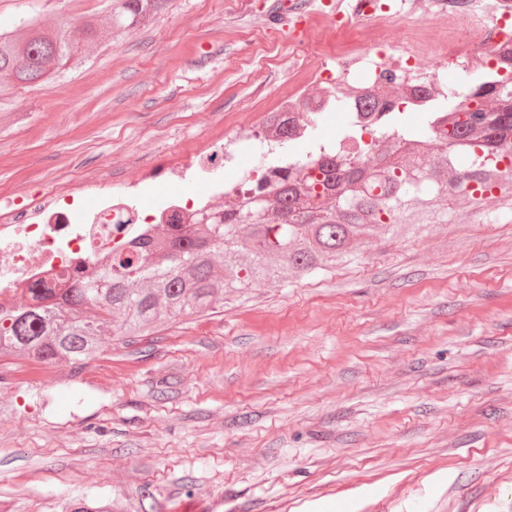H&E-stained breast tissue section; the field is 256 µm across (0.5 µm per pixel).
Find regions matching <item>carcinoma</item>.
<instances>
[{"instance_id": "cac0c4a2", "label": "carcinoma", "mask_w": 512, "mask_h": 512, "mask_svg": "<svg viewBox=\"0 0 512 512\" xmlns=\"http://www.w3.org/2000/svg\"><path fill=\"white\" fill-rule=\"evenodd\" d=\"M168 0H112V24L130 29L157 16ZM95 36L91 21L63 19L41 26L37 6L0 23V75L21 85L44 83L80 57ZM492 100L495 112H485ZM425 168L430 180L409 187L407 173ZM246 181L239 198L206 211L194 223L165 224L133 249H112L71 288L31 289V299L0 310V362L37 360L81 364L102 350L105 337L150 335L158 321L179 322L212 309L224 293H244L270 271L286 280L326 269L349 257V241L393 231L397 211L415 231L446 217L441 203L459 183L474 205L495 198L512 205V78L492 68L476 73L460 91L445 87L428 112L427 126H409L394 109L367 146L350 126L339 147H314ZM275 205L257 216V200ZM346 199L336 214L328 204Z\"/></svg>"}]
</instances>
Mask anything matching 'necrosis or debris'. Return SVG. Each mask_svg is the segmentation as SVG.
I'll use <instances>...</instances> for the list:
<instances>
[{
  "label": "necrosis or debris",
  "instance_id": "1",
  "mask_svg": "<svg viewBox=\"0 0 512 512\" xmlns=\"http://www.w3.org/2000/svg\"><path fill=\"white\" fill-rule=\"evenodd\" d=\"M373 7L372 18L380 26L390 21L389 0H374ZM438 9L448 16L447 32L403 53L393 51L380 26L357 28L358 7L352 0L336 11L338 41L357 38L375 58L370 85L379 84L383 76H393L401 89L398 103L411 112L427 111L439 88L440 69L482 70L489 62L490 50L496 47L502 50L503 64L512 65V49L506 47L512 42V0H438ZM361 61V56L349 54L341 70L323 68L322 94L309 101L289 94L279 103V121L288 123L295 138H305L309 117L322 120L332 115L330 101L336 89L349 84ZM302 102L308 103V111H298ZM254 138L276 142L273 124L239 129L209 149L180 154L158 173H147L146 179L182 181L188 174H203L223 162L227 144ZM141 188L142 183L135 181L117 193L111 180L93 175L55 191L25 193L6 202L0 215V306H16L32 288L67 287L92 260L110 255L113 247L151 235L157 224L191 223L197 208L213 204L208 194L195 195L182 205L162 199L140 222L126 223V201Z\"/></svg>",
  "mask_w": 512,
  "mask_h": 512
}]
</instances>
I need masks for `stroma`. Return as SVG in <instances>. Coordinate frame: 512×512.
Listing matches in <instances>:
<instances>
[{
	"mask_svg": "<svg viewBox=\"0 0 512 512\" xmlns=\"http://www.w3.org/2000/svg\"><path fill=\"white\" fill-rule=\"evenodd\" d=\"M93 20L63 75L0 109V196L113 184L317 91L329 17L291 37L282 0H172L124 31L107 0H35ZM397 0L390 41L447 29ZM426 232L228 293L223 308L112 336L81 371L0 380V512H512V207L451 196Z\"/></svg>",
	"mask_w": 512,
	"mask_h": 512,
	"instance_id": "obj_1",
	"label": "stroma"
}]
</instances>
